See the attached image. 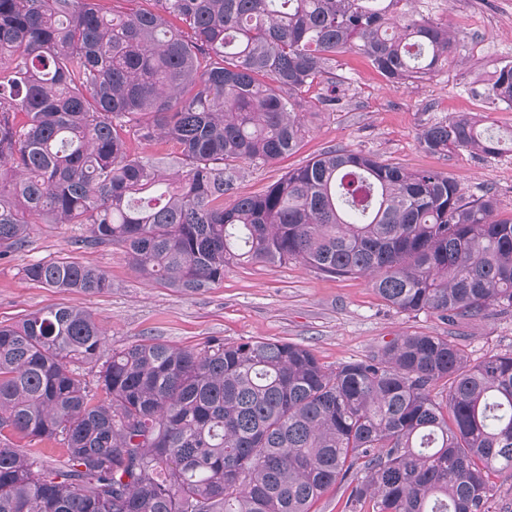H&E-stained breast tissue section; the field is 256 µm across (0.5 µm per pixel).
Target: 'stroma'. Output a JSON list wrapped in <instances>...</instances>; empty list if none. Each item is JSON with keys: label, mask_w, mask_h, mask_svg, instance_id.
I'll return each instance as SVG.
<instances>
[{"label": "stroma", "mask_w": 512, "mask_h": 512, "mask_svg": "<svg viewBox=\"0 0 512 512\" xmlns=\"http://www.w3.org/2000/svg\"><path fill=\"white\" fill-rule=\"evenodd\" d=\"M418 8L447 20L457 32V49L447 65L428 80L392 85L360 55L339 57L336 72L345 79L341 108L315 110L322 89H310L301 148L274 164L242 166L240 192H260L289 168L336 147L408 169L448 173L466 195H493L500 215H512L511 155L439 156L426 152L419 140L426 124L459 113L512 128L511 108H488L475 94L476 79L490 77L501 60L512 58V0H419ZM87 235L81 224L33 225L26 246L0 259V323H17L50 306H78L101 322L112 349L144 338L181 347L263 338L306 346L330 370L367 358L404 333L449 337L474 363L512 353V311L454 323L425 311L408 315L386 304L367 278L326 277L295 262L232 266L212 288L182 295L146 282L121 247L87 243ZM61 257L102 270L111 288L98 294L64 292L24 278L25 266Z\"/></svg>", "instance_id": "1"}]
</instances>
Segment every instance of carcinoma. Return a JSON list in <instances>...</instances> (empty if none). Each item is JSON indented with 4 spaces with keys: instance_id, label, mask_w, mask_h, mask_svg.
<instances>
[{
    "instance_id": "carcinoma-1",
    "label": "carcinoma",
    "mask_w": 512,
    "mask_h": 512,
    "mask_svg": "<svg viewBox=\"0 0 512 512\" xmlns=\"http://www.w3.org/2000/svg\"><path fill=\"white\" fill-rule=\"evenodd\" d=\"M153 2L0 0V257L33 224H84L179 293L230 266L295 261L365 276L406 314L512 310V216L444 172L330 148L238 193L241 163L299 149L311 87L330 89L319 110L340 106L337 57L412 84L448 64L454 30L412 0ZM479 95L512 107V60ZM130 136L176 151L135 155ZM420 142L512 153V131L468 114ZM24 276L109 287L66 258ZM106 342L78 307L0 324V512H310L337 482L373 512H489L492 477L512 475V353L472 364L446 336L404 334L329 371L289 342ZM15 436L55 440L64 460Z\"/></svg>"
}]
</instances>
